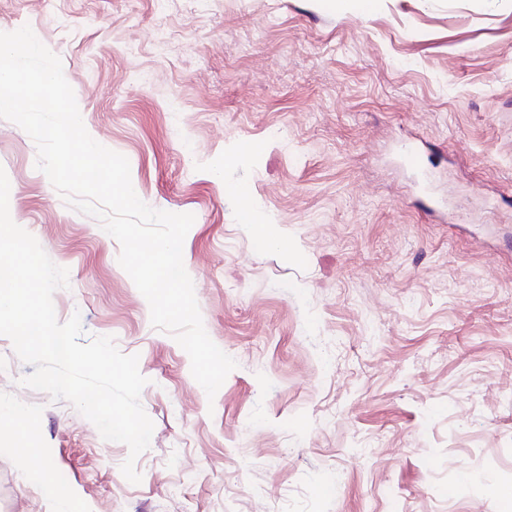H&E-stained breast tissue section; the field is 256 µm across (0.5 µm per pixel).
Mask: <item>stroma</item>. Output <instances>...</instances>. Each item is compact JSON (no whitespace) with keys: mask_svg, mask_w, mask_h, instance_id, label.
Returning a JSON list of instances; mask_svg holds the SVG:
<instances>
[{"mask_svg":"<svg viewBox=\"0 0 512 512\" xmlns=\"http://www.w3.org/2000/svg\"><path fill=\"white\" fill-rule=\"evenodd\" d=\"M25 25L138 197L194 214L184 267L237 367L208 397L118 241L0 119L11 217L69 271L58 321L138 355L154 423L130 483L128 446L22 386L0 336V412L42 450L0 437V512H51L44 465L75 512H491L512 490V0H0V32ZM12 448L20 461L26 462L39 448L31 447L30 427L20 412H14L8 418Z\"/></svg>","mask_w":512,"mask_h":512,"instance_id":"stroma-1","label":"stroma"}]
</instances>
